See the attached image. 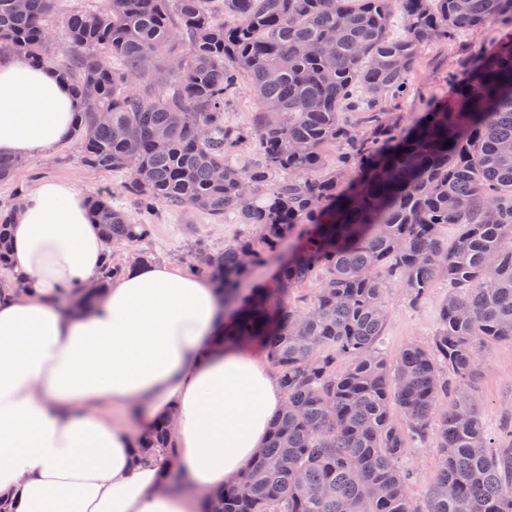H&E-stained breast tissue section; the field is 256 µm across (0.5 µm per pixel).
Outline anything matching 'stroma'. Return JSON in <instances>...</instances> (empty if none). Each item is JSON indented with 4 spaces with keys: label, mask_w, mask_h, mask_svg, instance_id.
Listing matches in <instances>:
<instances>
[{
    "label": "stroma",
    "mask_w": 512,
    "mask_h": 512,
    "mask_svg": "<svg viewBox=\"0 0 512 512\" xmlns=\"http://www.w3.org/2000/svg\"><path fill=\"white\" fill-rule=\"evenodd\" d=\"M498 37V28L491 23L480 33H462L455 44H426L409 76L411 91L400 104L403 126H411L424 112L428 101L449 96V71L458 70L463 60L480 58ZM46 179L71 183L87 194L109 190L114 206L132 212L133 206L123 188L125 174L85 167L78 143L71 137L49 154L22 158L13 177L0 180V204L12 201L16 189L31 190ZM134 220L152 227L147 246L154 252L153 263H167L180 270L185 269L189 260V241L203 238L214 249L220 250L225 242L249 231L244 224L221 221L192 209L175 211L163 205L150 215L135 214ZM447 294V285L439 282L429 289L419 304L414 305L399 287L391 288L387 295L388 318L382 344L387 357H394L412 343L424 347L431 345L440 327V308ZM466 394L481 413L488 441L499 444L503 439L501 425L512 418V340H500L480 355L477 374L467 386ZM405 460L414 472L412 495L415 499H423L438 471V450L430 442L411 447Z\"/></svg>",
    "instance_id": "obj_1"
}]
</instances>
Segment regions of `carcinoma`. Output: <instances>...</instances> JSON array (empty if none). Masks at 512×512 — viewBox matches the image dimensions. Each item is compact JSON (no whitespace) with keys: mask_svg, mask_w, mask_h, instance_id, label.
Segmentation results:
<instances>
[{"mask_svg":"<svg viewBox=\"0 0 512 512\" xmlns=\"http://www.w3.org/2000/svg\"><path fill=\"white\" fill-rule=\"evenodd\" d=\"M209 2L91 0L62 15L60 0H0V45L50 66V44H66L56 70L78 103L85 166L129 173L140 214L191 208L252 228L220 251L195 240L187 268L209 274L231 310L224 343L267 351L287 405L204 512H512V448L492 449L463 392L479 349L512 339V0H224L222 22ZM490 22L504 31L493 49L449 74L452 95L401 128L422 46ZM175 40L180 67L137 89ZM245 78L258 101L247 129L224 123ZM88 205L108 244L149 239L150 225L110 194ZM448 224L459 227L449 246ZM301 225L277 287H243L263 251ZM11 232L12 213L0 212L5 271ZM124 268L108 254L101 284ZM438 281L448 295L432 345L389 362V285L416 304ZM311 282L313 299L290 305L288 292ZM398 415L412 440L440 448L422 503ZM172 448L163 419L139 458Z\"/></svg>","mask_w":512,"mask_h":512,"instance_id":"cac0c4a2","label":"carcinoma"}]
</instances>
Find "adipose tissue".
<instances>
[{
    "instance_id": "obj_1",
    "label": "adipose tissue",
    "mask_w": 512,
    "mask_h": 512,
    "mask_svg": "<svg viewBox=\"0 0 512 512\" xmlns=\"http://www.w3.org/2000/svg\"><path fill=\"white\" fill-rule=\"evenodd\" d=\"M76 108L52 68L0 57V156L49 153ZM108 251L70 183L43 180L18 203L15 278L0 287V497L17 512H199L285 405L267 365L225 344L207 279L132 263L93 307L65 312L63 291L97 287ZM167 416L172 457L134 464Z\"/></svg>"
}]
</instances>
